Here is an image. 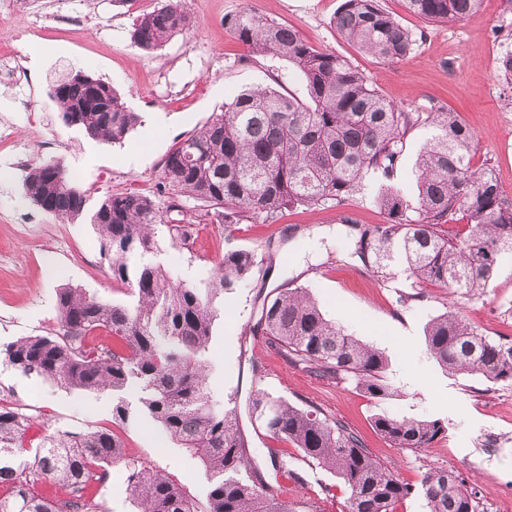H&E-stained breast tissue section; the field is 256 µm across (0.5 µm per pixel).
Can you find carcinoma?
Listing matches in <instances>:
<instances>
[{
  "mask_svg": "<svg viewBox=\"0 0 512 512\" xmlns=\"http://www.w3.org/2000/svg\"><path fill=\"white\" fill-rule=\"evenodd\" d=\"M431 23H456L483 0H403ZM193 25L182 0H165L140 15L133 43L154 51ZM252 53L291 63L307 97L259 84L224 104V111L166 156L153 194H107L90 215L112 279L126 285L132 305L103 302L80 288H62L56 325L42 336L0 343V365L65 392L112 395L115 425L146 418L198 461L205 471V507L169 475L130 461L126 487L137 512H291L274 487L252 469L235 409L216 399L206 357L217 317L216 299L247 280L255 253H224L202 286L170 276L153 260L158 226L189 245L196 216L212 224L273 223L297 207L340 206L376 179L382 224H351L348 251L373 275L399 273L410 287L434 284L474 296L493 281L502 254L512 253V201L493 169L474 163L477 138L456 113L407 112L390 103L347 60L317 49L286 25L248 10L225 22ZM338 35L389 62L415 46L379 0H344L335 16ZM62 120L94 139L119 143L138 121L111 84L88 74L53 85ZM432 129L417 158V201L392 183L404 138L415 126ZM27 196L63 221L84 213L85 195L56 162L41 161L23 179ZM461 213L468 233L459 239L442 226ZM256 332L285 357L322 376L352 377L373 399L393 396L388 357L326 319L301 287L280 291L262 309ZM430 355L444 369L512 381V340L479 333L453 309L425 328ZM252 415L267 436L291 444L300 456L333 471L349 491L347 512H397L412 494L428 512H476L475 500L450 470L431 469L419 486L380 466L359 437L316 410L294 406L262 389ZM38 415L0 403V512H102L96 487L123 454L117 431L56 429L38 439L29 431ZM375 429L397 448H426L444 436L441 420L374 417Z\"/></svg>",
  "mask_w": 512,
  "mask_h": 512,
  "instance_id": "obj_1",
  "label": "carcinoma"
}]
</instances>
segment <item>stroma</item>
<instances>
[{
  "label": "stroma",
  "mask_w": 512,
  "mask_h": 512,
  "mask_svg": "<svg viewBox=\"0 0 512 512\" xmlns=\"http://www.w3.org/2000/svg\"><path fill=\"white\" fill-rule=\"evenodd\" d=\"M161 2L67 0L38 32L0 11V39L16 40L31 75L27 84L0 83V120L13 122L35 161L53 160L64 169L81 170L77 184L86 192L87 210H94L108 193L157 185L167 154L241 89L265 83L284 93H305L292 64L250 56L225 29V20L249 7L250 0H183L194 27L159 50L138 49L131 41L134 20L145 7ZM342 2L260 0L259 11L293 27L310 45L344 56L399 107L460 114L478 137L476 163L492 165L505 196L512 199V81L499 68L503 56L512 55V0H484L477 12L448 26L409 13L403 0H380L416 38L413 51L396 63L376 60L338 36L333 19ZM79 71L109 82L139 112L140 123L122 142L98 141L62 122L49 89ZM427 136L422 124L408 134L394 179L411 202L417 198L415 161ZM8 153L0 147V241L12 247L10 254L0 253V343L52 329L60 288H79L109 303H131L127 288L111 276L93 225L83 218L64 222L35 206L21 187L25 169L4 163ZM384 221L368 183L346 205L289 209L271 224L194 225L187 248L160 231L154 258L176 278L198 284L209 279L226 251L255 252L254 276L215 301L211 386L218 398L234 400L253 466L279 487L294 512H344L349 493L334 473L299 456L294 459L296 478L277 476L272 454L290 447L270 440L252 418L248 404L259 389L340 421L361 437L373 458L405 482L415 485L428 469H447L474 494L478 512H500V501L512 500V453L494 466L477 467L484 453L477 438L495 425H512V382L445 371L427 353L424 329L450 304L483 335L512 338V257L501 258L481 295L452 298L446 289L427 285L420 300L407 303L403 297L410 287L404 277L379 281L347 251L351 223ZM294 287L305 288L327 319L385 351L394 396L373 400L350 379L315 376L288 363L254 334L263 305L280 290ZM1 389L46 414L47 426L31 431L35 437L48 426L88 431L112 419L109 395L58 392L3 366ZM382 413L438 419L448 432L426 448H396L373 427L374 416ZM121 436L126 458L167 473L187 493L203 498L207 480L202 468L160 428L141 419Z\"/></svg>",
  "instance_id": "1"
}]
</instances>
